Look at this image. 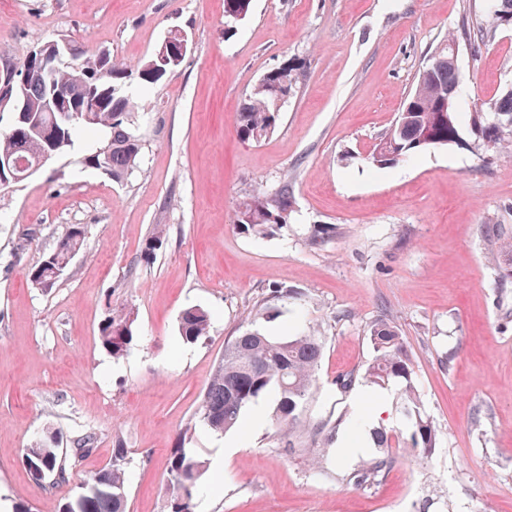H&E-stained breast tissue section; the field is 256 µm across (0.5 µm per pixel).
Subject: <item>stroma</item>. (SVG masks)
Masks as SVG:
<instances>
[{
    "label": "stroma",
    "instance_id": "1",
    "mask_svg": "<svg viewBox=\"0 0 512 512\" xmlns=\"http://www.w3.org/2000/svg\"><path fill=\"white\" fill-rule=\"evenodd\" d=\"M486 0H252L224 34V0H0V66L65 38L131 66L169 30L187 33L182 63L155 85L131 124L143 141L137 169L117 181L86 164L103 131L27 182L0 190V500L59 512L72 485L112 458L121 437L132 459L128 512H168L171 448L198 405L224 345L252 324L276 287L304 293L265 328L324 338L308 422L335 428L315 466L288 451L271 419L250 434L196 430L206 463L197 512H512V282L482 233L512 228V156L483 160L451 144L387 168L368 163L395 122L417 72L461 24L488 21ZM301 65L296 95L272 133L241 139L238 112L256 83ZM460 108L470 113L512 86V28L480 46L461 43ZM292 192L286 224L266 236L233 221L252 190ZM86 246L56 288L28 273L70 225ZM168 227L151 263L150 228ZM336 232L310 241L315 225ZM212 315L208 338L184 344L180 312ZM135 314L138 340L112 359L98 343L109 310ZM400 331L423 411L438 431L427 457L400 460L374 484L348 476L364 411L338 377L363 372L370 327ZM64 439L92 431L98 446L69 483L45 491L22 462L46 426Z\"/></svg>",
    "mask_w": 512,
    "mask_h": 512
}]
</instances>
